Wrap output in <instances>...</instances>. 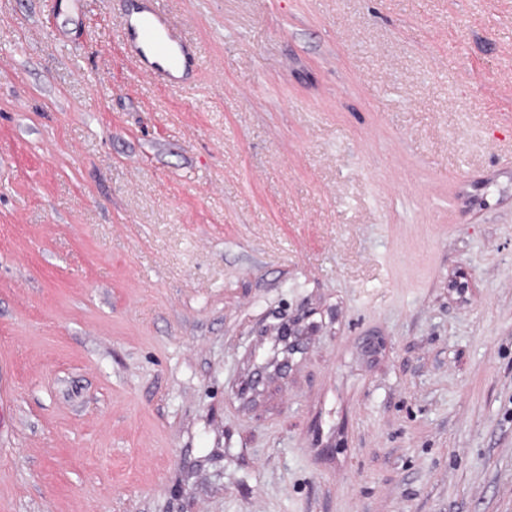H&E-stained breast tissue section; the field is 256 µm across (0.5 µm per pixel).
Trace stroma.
<instances>
[{"instance_id":"1","label":"stroma","mask_w":512,"mask_h":512,"mask_svg":"<svg viewBox=\"0 0 512 512\" xmlns=\"http://www.w3.org/2000/svg\"><path fill=\"white\" fill-rule=\"evenodd\" d=\"M156 4L0 0V512H512V0ZM127 1L131 4L122 18L125 50L139 70L171 83L176 79L174 71L197 65L194 51L186 45L166 14L154 6L143 7L141 2H134L143 0ZM135 12L141 15L133 21ZM309 317V313L303 312L288 318L282 324L279 336L284 354L290 355L304 350L300 341L301 336H306L304 335V331L307 329L305 322Z\"/></svg>"}]
</instances>
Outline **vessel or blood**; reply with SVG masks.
<instances>
[{
  "label": "vessel or blood",
  "instance_id": "obj_1",
  "mask_svg": "<svg viewBox=\"0 0 512 512\" xmlns=\"http://www.w3.org/2000/svg\"><path fill=\"white\" fill-rule=\"evenodd\" d=\"M130 8L122 18L125 50L139 70L169 83L175 71L196 65L194 51L166 14L152 6L141 7L139 0H132Z\"/></svg>",
  "mask_w": 512,
  "mask_h": 512
}]
</instances>
